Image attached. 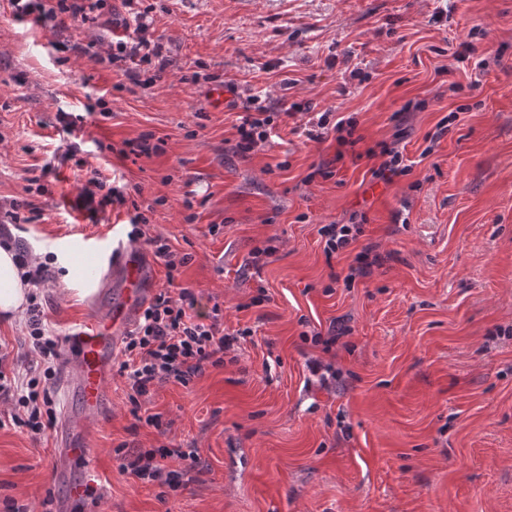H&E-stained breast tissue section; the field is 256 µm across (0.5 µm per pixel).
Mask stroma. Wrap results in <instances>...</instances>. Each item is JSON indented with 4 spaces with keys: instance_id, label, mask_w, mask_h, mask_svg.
Instances as JSON below:
<instances>
[{
    "instance_id": "35a3bbf8",
    "label": "stroma",
    "mask_w": 512,
    "mask_h": 512,
    "mask_svg": "<svg viewBox=\"0 0 512 512\" xmlns=\"http://www.w3.org/2000/svg\"><path fill=\"white\" fill-rule=\"evenodd\" d=\"M145 2L171 61L148 87L96 60L131 20L122 0L56 30L0 0V220L18 213L12 237L38 257L83 232L105 261L113 229H132L126 210L91 217L73 203L95 169L139 187L149 234L190 257L177 284L251 334L237 362L146 399L157 429L135 427L113 377L88 426L102 483L79 512H512V0ZM466 38L485 67L442 74ZM217 85L235 90L222 106ZM250 96L306 110L275 119L244 159L234 146ZM92 97L107 112L87 113ZM61 111L76 115L73 133ZM319 112L356 120L354 151L307 138ZM399 129L413 167L388 185L366 151ZM147 133L161 153L121 155ZM354 213L357 242L327 255L320 227ZM366 246L378 264L345 285ZM85 284L58 266L32 287L51 335L91 319L102 292ZM335 325L346 332L325 345ZM0 352L6 370L44 369L24 321L0 317ZM124 445L194 448L202 464L172 490L120 473ZM56 446V429L0 427V512H59Z\"/></svg>"
}]
</instances>
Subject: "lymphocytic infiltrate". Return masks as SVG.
Returning a JSON list of instances; mask_svg holds the SVG:
<instances>
[{"label":"lymphocytic infiltrate","mask_w":512,"mask_h":512,"mask_svg":"<svg viewBox=\"0 0 512 512\" xmlns=\"http://www.w3.org/2000/svg\"><path fill=\"white\" fill-rule=\"evenodd\" d=\"M122 2L131 11L136 26L132 33L113 40L106 60L133 84H140L145 71L150 72L152 80H160L170 61L163 54L160 40L149 33L148 12L140 8L139 0ZM11 4L19 17L31 18L38 25L50 21L61 25L68 19L92 24L113 11L112 0H11ZM271 127L272 118L267 109L256 106L253 99H246L238 117L237 154L248 157L267 141ZM97 200L105 205L130 207L129 241L149 246L168 272H176L188 263V256L172 251L165 239L146 235L142 228L145 217L137 211L136 200L124 188L107 184L98 174L89 179L87 187L76 198L75 206L89 210ZM194 305L195 299L188 289H180L176 294L162 289L144 309L136 328L126 336L118 374L125 380L132 412L140 411L143 400L159 384H188L206 364H223L225 354L233 348L235 337L225 333L220 307L198 313ZM53 377V370L48 366L42 376L29 378L25 389L16 393L18 411L12 416L15 426L33 433L52 426ZM116 455L121 472L172 489L178 488L184 475L199 464V455L194 449L164 445L149 450L120 448Z\"/></svg>","instance_id":"obj_1"}]
</instances>
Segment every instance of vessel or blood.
I'll list each match as a JSON object with an SVG mask.
<instances>
[{"mask_svg": "<svg viewBox=\"0 0 512 512\" xmlns=\"http://www.w3.org/2000/svg\"><path fill=\"white\" fill-rule=\"evenodd\" d=\"M104 301L90 328L67 338L69 347L63 376L71 399L59 435L60 465L89 460L87 421L98 416L112 380L117 349L152 294V271L141 250L117 243L112 247L110 271L104 279Z\"/></svg>", "mask_w": 512, "mask_h": 512, "instance_id": "1", "label": "vessel or blood"}]
</instances>
